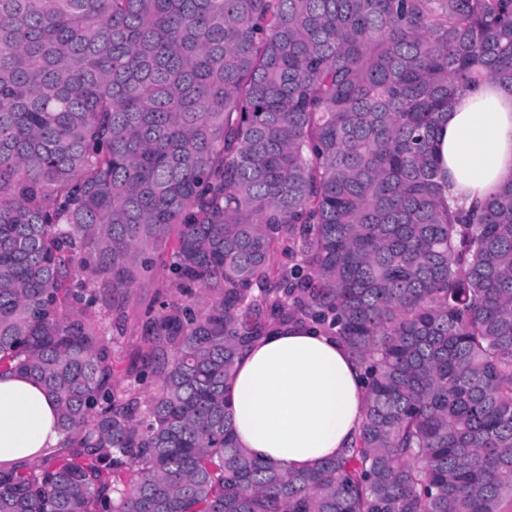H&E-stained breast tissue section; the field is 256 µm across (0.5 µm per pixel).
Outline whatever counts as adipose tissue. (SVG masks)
Here are the masks:
<instances>
[{
	"label": "adipose tissue",
	"instance_id": "1",
	"mask_svg": "<svg viewBox=\"0 0 512 512\" xmlns=\"http://www.w3.org/2000/svg\"><path fill=\"white\" fill-rule=\"evenodd\" d=\"M445 200L471 207L512 180V90L461 92L438 127ZM237 444L275 466L307 469L347 446L365 404L358 364L335 337L281 328L243 350L224 388ZM56 409L35 379L0 372V463L29 465L59 447Z\"/></svg>",
	"mask_w": 512,
	"mask_h": 512
}]
</instances>
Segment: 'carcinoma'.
<instances>
[{
    "label": "carcinoma",
    "mask_w": 512,
    "mask_h": 512,
    "mask_svg": "<svg viewBox=\"0 0 512 512\" xmlns=\"http://www.w3.org/2000/svg\"><path fill=\"white\" fill-rule=\"evenodd\" d=\"M486 79L512 89V0H0V371L64 448L0 467V512H512V181L452 208L435 153ZM288 326L367 384L297 471L224 402ZM156 264L150 276L142 278L126 309V319L123 323V338L121 350L113 361L117 374H124L130 366L133 357L146 349V344L141 331V319L145 307L156 297L161 284L168 275L167 255L156 257Z\"/></svg>",
    "instance_id": "1"
}]
</instances>
